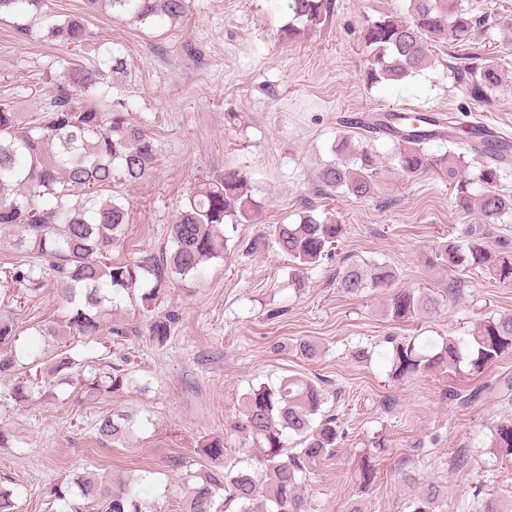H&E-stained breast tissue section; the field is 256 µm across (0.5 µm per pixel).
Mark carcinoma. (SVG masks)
<instances>
[{
    "instance_id": "obj_1",
    "label": "carcinoma",
    "mask_w": 512,
    "mask_h": 512,
    "mask_svg": "<svg viewBox=\"0 0 512 512\" xmlns=\"http://www.w3.org/2000/svg\"><path fill=\"white\" fill-rule=\"evenodd\" d=\"M93 10L110 9L138 21L155 16L178 20L185 16L187 0H88ZM333 0H286L291 21L282 30L293 40L301 30H315L328 21ZM0 13L22 15L41 23L46 37L67 48L92 47L112 65V73H125L124 61L112 48L96 42V34L80 17L59 21L45 16L43 0H0ZM487 26L486 19L463 7L458 0H409L408 17L383 15L362 28L361 38L372 48L364 71L370 86L399 83L431 66L433 48L464 45ZM468 87L476 97L499 87L503 72L494 59H480L469 67ZM93 103H87V100ZM386 112L364 127L373 135L387 131L400 170L415 177L428 173L448 179L455 210L469 215L476 210L493 224L512 217V194L496 188L503 155L496 153L476 133L454 127L449 134L436 129L438 120L426 114L405 116L409 126L393 128ZM448 138L451 149L435 156L428 145ZM340 158L319 172L320 187L366 198L374 195L376 169L371 154L351 150L349 136H340ZM480 161L478 180L483 191L471 190L465 176V157ZM159 147L148 133L128 118V105L101 87L99 71L66 62L54 79L51 97L38 112H18L0 100V227H14L15 246L48 261L56 287L65 302L58 322L40 330L44 336H69L95 341L125 338L138 327L117 318L116 297L140 301L142 309L156 305L163 287L174 277L200 275L206 264L224 258L228 237L224 225L251 223L260 210L245 173L228 170L200 180L179 206L170 235L173 247L159 256L115 262L112 250L125 240L126 204L117 186L147 181L158 167ZM343 225L336 217H319L308 210L297 224H277L272 243L288 256L292 278L300 284L304 270L318 263L338 244ZM463 243L448 245L445 258L461 270H488L502 282H512V255L493 253L485 246L482 225H469ZM153 286L144 287L146 277ZM10 281L30 297L43 288L35 265L20 264L9 270ZM394 274L383 264L351 263L338 272V286L358 294L391 286ZM448 303V296L421 288H403L390 294L386 315L394 321L432 313ZM177 320L170 311L156 316L146 327L159 346L169 340ZM20 332L13 317L0 314V377L10 379L3 402L28 403L33 395L51 394L59 384L74 387L75 397L91 401L124 391L137 384L120 365L79 361L64 348L46 361H20L16 342ZM392 376H414L435 368L480 375L512 351V314L489 316L476 324L468 338H446L439 351L414 339L390 341ZM326 389L300 375H288L275 384L252 387L243 398L236 425L246 458L227 462L224 441L212 438L202 445L208 466L197 473L187 496V512H309L301 482L334 456L340 430L336 418L322 413ZM133 416L117 412L97 424L100 440L123 444L134 433ZM297 439L296 445L290 440ZM495 447L512 455V423L497 428ZM373 458L360 459L355 478L366 489L377 479ZM66 512H158L155 502L119 474L84 471L55 489ZM448 490L428 483L414 501L413 512H436Z\"/></svg>"
}]
</instances>
